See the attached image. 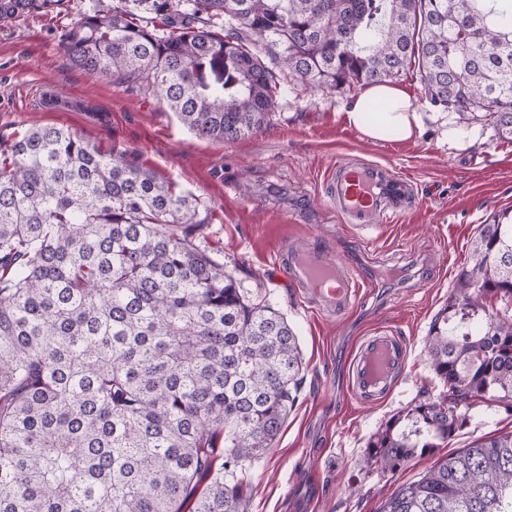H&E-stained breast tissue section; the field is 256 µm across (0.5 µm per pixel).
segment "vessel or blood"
Instances as JSON below:
<instances>
[{"instance_id": "b4317fda", "label": "vessel or blood", "mask_w": 512, "mask_h": 512, "mask_svg": "<svg viewBox=\"0 0 512 512\" xmlns=\"http://www.w3.org/2000/svg\"><path fill=\"white\" fill-rule=\"evenodd\" d=\"M326 195L345 223L370 225L404 215L415 191L409 180L389 174L380 165L341 160L327 176ZM282 264L319 310L344 314L352 309L361 284L345 263L303 247L289 252ZM404 362V345L397 337L373 336L363 341L352 358L354 394H387Z\"/></svg>"}]
</instances>
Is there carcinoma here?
I'll return each mask as SVG.
<instances>
[{"mask_svg": "<svg viewBox=\"0 0 512 512\" xmlns=\"http://www.w3.org/2000/svg\"><path fill=\"white\" fill-rule=\"evenodd\" d=\"M136 2L165 28L103 4L60 48L200 137L256 133L292 85L415 69L431 103L512 139V0ZM58 5L0 0V22ZM199 208L67 128L0 144V512H247L243 466L280 434L303 362L284 314L194 242ZM426 350L442 389L367 462L440 447L479 399L512 409L511 209L478 226ZM380 512H512V432L439 459Z\"/></svg>", "mask_w": 512, "mask_h": 512, "instance_id": "obj_1", "label": "carcinoma"}]
</instances>
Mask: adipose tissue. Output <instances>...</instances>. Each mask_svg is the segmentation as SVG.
<instances>
[{
  "instance_id": "obj_1",
  "label": "adipose tissue",
  "mask_w": 512,
  "mask_h": 512,
  "mask_svg": "<svg viewBox=\"0 0 512 512\" xmlns=\"http://www.w3.org/2000/svg\"><path fill=\"white\" fill-rule=\"evenodd\" d=\"M377 103L383 104L385 110L374 119L371 118L368 108ZM345 118L348 124L378 141L389 140L393 135L402 140H410L421 131V115L411 97L403 89L390 83L364 87Z\"/></svg>"
}]
</instances>
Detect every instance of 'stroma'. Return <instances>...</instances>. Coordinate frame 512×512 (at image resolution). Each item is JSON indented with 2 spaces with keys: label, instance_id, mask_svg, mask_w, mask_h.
<instances>
[{
  "label": "stroma",
  "instance_id": "35a3bbf8",
  "mask_svg": "<svg viewBox=\"0 0 512 512\" xmlns=\"http://www.w3.org/2000/svg\"><path fill=\"white\" fill-rule=\"evenodd\" d=\"M103 1L121 3L64 0L57 12L0 22V141L35 124L64 127L175 183L209 213L210 255L294 327L304 361L300 390L273 447L245 466L248 512H378L439 458L512 431V414L485 400L434 452L392 471L366 463L372 437L437 384L425 351L429 325L469 264L479 224L512 207V139L484 121L460 124L431 104L414 70L398 84L422 112L417 139L370 140L345 119L357 89L301 85L277 98L258 133L236 141L197 137L159 96L88 74L60 50L64 30ZM343 158L410 179L411 209L368 230L344 223L324 185ZM291 246L355 267L365 287L351 313L323 314L294 286L277 263ZM379 333L401 338L405 366L390 393L355 398L350 358Z\"/></svg>",
  "mask_w": 512,
  "mask_h": 512
}]
</instances>
